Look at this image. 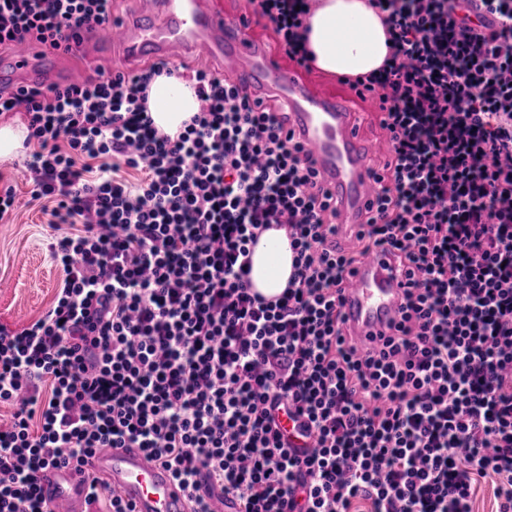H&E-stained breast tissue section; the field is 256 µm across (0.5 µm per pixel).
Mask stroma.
Returning a JSON list of instances; mask_svg holds the SVG:
<instances>
[{
	"label": "stroma",
	"instance_id": "stroma-1",
	"mask_svg": "<svg viewBox=\"0 0 512 512\" xmlns=\"http://www.w3.org/2000/svg\"><path fill=\"white\" fill-rule=\"evenodd\" d=\"M16 187V208L0 222V322L19 325L38 317L62 281L49 243L51 205L31 198L32 178L23 156L0 165Z\"/></svg>",
	"mask_w": 512,
	"mask_h": 512
}]
</instances>
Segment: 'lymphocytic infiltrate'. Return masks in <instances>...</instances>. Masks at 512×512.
Returning <instances> with one entry per match:
<instances>
[{"mask_svg":"<svg viewBox=\"0 0 512 512\" xmlns=\"http://www.w3.org/2000/svg\"><path fill=\"white\" fill-rule=\"evenodd\" d=\"M309 67L313 0H250ZM369 0L390 56L349 87L373 100L388 158L378 213L344 245L314 162L275 104L201 67L180 131L149 113L158 63L0 96L24 112L32 197L52 205L63 283L30 323H0V512H48L38 474L140 448L212 512H512V0ZM112 0H0V45L68 49ZM141 172L137 183L121 168ZM285 229L284 292H253L249 245ZM390 245L401 319L354 346L351 270ZM299 419L304 446L285 437Z\"/></svg>","mask_w":512,"mask_h":512,"instance_id":"obj_1","label":"lymphocytic infiltrate"}]
</instances>
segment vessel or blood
<instances>
[{
  "label": "vessel or blood",
  "mask_w": 512,
  "mask_h": 512,
  "mask_svg": "<svg viewBox=\"0 0 512 512\" xmlns=\"http://www.w3.org/2000/svg\"><path fill=\"white\" fill-rule=\"evenodd\" d=\"M251 12L225 14L214 0H133L126 13L105 25L81 30L70 53L32 41L0 46V94L66 86L82 64L112 60L125 73L145 60L182 63L197 57L217 76H232L253 95L277 98L288 127L315 161L318 178L336 208V236L359 230L377 207L374 158L378 144L362 129L376 112L355 108L349 97L308 79L287 61L277 44L258 37ZM404 278L389 249L372 252L343 290V313L358 340L387 335L400 319ZM104 481L134 512H191V502L170 470L138 448H103L84 467L56 464L43 469L38 485L49 512H87L83 472Z\"/></svg>",
  "instance_id": "1"
}]
</instances>
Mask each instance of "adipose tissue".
Wrapping results in <instances>:
<instances>
[{
	"label": "adipose tissue",
	"instance_id": "1",
	"mask_svg": "<svg viewBox=\"0 0 512 512\" xmlns=\"http://www.w3.org/2000/svg\"><path fill=\"white\" fill-rule=\"evenodd\" d=\"M307 49L325 73L356 77L377 72L388 54L382 14L368 0H317L307 16ZM147 107L159 132L175 135L196 111L193 90L173 77H156L147 89ZM293 254L285 230L264 231L253 254L251 282L265 298L288 285Z\"/></svg>",
	"mask_w": 512,
	"mask_h": 512
}]
</instances>
